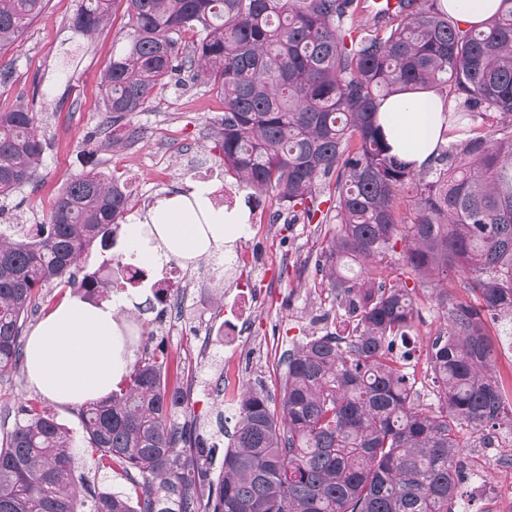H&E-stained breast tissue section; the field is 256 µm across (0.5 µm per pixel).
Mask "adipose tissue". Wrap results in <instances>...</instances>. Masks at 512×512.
<instances>
[{
  "label": "adipose tissue",
  "instance_id": "adipose-tissue-1",
  "mask_svg": "<svg viewBox=\"0 0 512 512\" xmlns=\"http://www.w3.org/2000/svg\"><path fill=\"white\" fill-rule=\"evenodd\" d=\"M448 108L445 95L434 89L406 90L381 101L377 122L392 154L415 170L427 169L451 139ZM209 194L204 184H188L158 198L147 219L124 226L125 243L142 265L158 266L174 256L190 267L245 235L246 213L214 207ZM131 304L124 294L101 305L78 296L62 301L26 342L29 384L65 406L109 394L131 362L120 317Z\"/></svg>",
  "mask_w": 512,
  "mask_h": 512
}]
</instances>
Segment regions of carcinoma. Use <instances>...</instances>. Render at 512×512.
<instances>
[{"label":"carcinoma","instance_id":"cac0c4a2","mask_svg":"<svg viewBox=\"0 0 512 512\" xmlns=\"http://www.w3.org/2000/svg\"><path fill=\"white\" fill-rule=\"evenodd\" d=\"M47 3L0 0V50ZM126 4V39L100 81L103 122L142 111L181 72L201 81L224 102L214 143L226 170L309 223L338 224L316 265L356 326L288 352L279 399L260 381L246 387L216 480L219 445L186 418L167 354H142L107 398L81 407L80 437L27 400L0 443V512H455L460 430L512 435V388L490 372L487 326L512 315V0L475 27L438 0H397L358 30L347 28L356 0ZM110 5L81 0L74 31L103 33ZM187 31L197 34L190 47ZM432 88L455 113L500 121L464 131L417 171L391 154L375 115L391 94ZM44 151L36 113L0 112V199L32 182ZM323 186L334 187L325 211ZM129 212L124 188L89 172L65 184L45 223L0 230L1 372L22 361V325L40 311L43 288H109L99 271L77 272L94 244L114 247ZM399 242L406 267L438 285L445 327L426 347L433 404L414 399V374L393 354L416 313L384 264ZM349 261L365 276L343 274ZM457 268L473 304L448 287ZM78 453L95 465L91 482L76 474Z\"/></svg>","mask_w":512,"mask_h":512}]
</instances>
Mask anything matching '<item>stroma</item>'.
<instances>
[{"label": "stroma", "instance_id": "1", "mask_svg": "<svg viewBox=\"0 0 512 512\" xmlns=\"http://www.w3.org/2000/svg\"><path fill=\"white\" fill-rule=\"evenodd\" d=\"M81 0H49L7 50L0 52V111L18 106L37 112V132L45 144L37 179L0 200L1 224H39L65 184L87 171L128 181L131 218H146L154 200L191 182L206 183L234 208L247 209L245 236L234 243L249 253L255 268L215 282L210 258L195 268L173 261L153 267L147 281L128 287L138 307L133 315L155 337L150 348L181 358L187 371L183 387L203 430L221 432L229 443L234 432L235 401L246 384L262 380L279 396L285 360L306 337L328 330L347 334L353 320L344 305L319 285L315 259L334 224L290 221L272 197L248 209V189L224 171V158L213 143L214 123L224 105L201 82L158 86L143 111L103 129L100 79L122 42L128 21L125 0H116L103 35L84 39L70 28ZM137 136H130V129ZM389 271L413 290L417 313L410 338V366L426 376L425 345L439 329L436 291L431 281L407 274L401 253ZM177 276L176 304L154 301L151 284ZM494 344L491 371L512 383V318L488 322ZM24 367L0 373V437L12 430L27 399L34 397ZM483 432L463 429L456 461L460 481L455 512H498L512 493V438H497L496 452L483 448Z\"/></svg>", "mask_w": 512, "mask_h": 512}]
</instances>
